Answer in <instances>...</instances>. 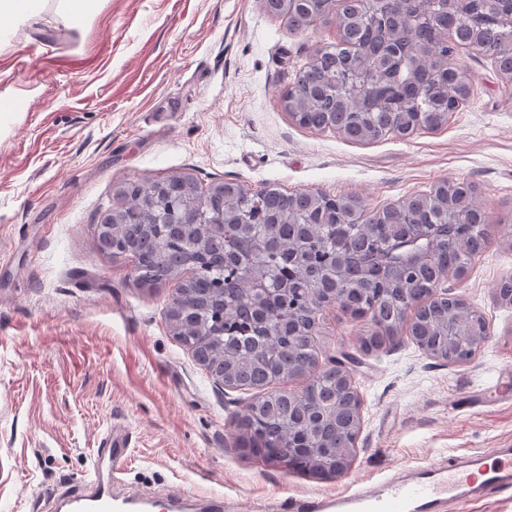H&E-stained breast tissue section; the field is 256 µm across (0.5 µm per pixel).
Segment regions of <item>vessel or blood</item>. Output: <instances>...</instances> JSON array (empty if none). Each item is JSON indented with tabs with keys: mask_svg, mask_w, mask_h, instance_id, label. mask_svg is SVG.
Returning <instances> with one entry per match:
<instances>
[{
	"mask_svg": "<svg viewBox=\"0 0 512 512\" xmlns=\"http://www.w3.org/2000/svg\"><path fill=\"white\" fill-rule=\"evenodd\" d=\"M130 445L128 434L111 429L104 448L98 452L93 468L79 493L68 496L60 512H153L155 504L144 498L119 494L115 490L118 474ZM512 485V451L503 450L493 466L470 469L452 465L420 467L413 477L386 481L371 488L352 487L333 498H298L290 502V512H447L476 490ZM166 512H224V499L210 496L204 507L182 492L164 497Z\"/></svg>",
	"mask_w": 512,
	"mask_h": 512,
	"instance_id": "obj_1",
	"label": "vessel or blood"
}]
</instances>
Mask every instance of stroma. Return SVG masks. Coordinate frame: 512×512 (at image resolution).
<instances>
[{
  "label": "stroma",
  "instance_id": "35a3bbf8",
  "mask_svg": "<svg viewBox=\"0 0 512 512\" xmlns=\"http://www.w3.org/2000/svg\"><path fill=\"white\" fill-rule=\"evenodd\" d=\"M0 35V512H54L76 493L102 437L128 429L126 487L212 493L250 512L336 494L427 464L512 444V86L492 58L458 50L471 96L439 129L355 142L299 126L282 106L298 69L334 43L295 33L263 0H92L67 25ZM183 172L200 189L321 191L372 210L448 179L474 186L487 243L451 295L488 339L469 363L430 357L410 337L366 351L364 321L319 314L321 362L344 360L359 392L357 456L341 478L265 465L235 448L251 392L219 385L166 322L172 284L144 290L131 257L99 250L97 226L123 183Z\"/></svg>",
  "mask_w": 512,
  "mask_h": 512
}]
</instances>
